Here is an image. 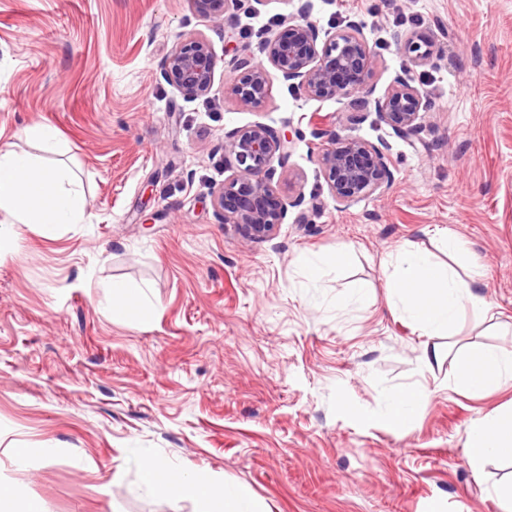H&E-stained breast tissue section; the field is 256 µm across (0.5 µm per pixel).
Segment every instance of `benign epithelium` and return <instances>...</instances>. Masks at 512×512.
<instances>
[{
	"label": "benign epithelium",
	"instance_id": "7a95c632",
	"mask_svg": "<svg viewBox=\"0 0 512 512\" xmlns=\"http://www.w3.org/2000/svg\"><path fill=\"white\" fill-rule=\"evenodd\" d=\"M200 15L224 17L228 0H189ZM308 4L299 10L300 20L282 22L284 29L259 34L265 61L256 64L251 55L241 58L243 73L230 84V93L242 106H257L270 94L274 78L297 81L307 96L336 99L354 113L375 109L381 119L405 138L418 131L423 96L418 88L398 78L387 93L372 98L367 78L375 57L356 21L320 39L318 27L307 19ZM409 60L419 65L430 55V40L421 36L395 35ZM215 59L202 35L179 42L169 55L165 77L186 98L207 94L213 84ZM294 142L286 133L255 123L224 137V157L232 175L214 191L213 201L246 242L266 241L276 234L288 214V200L272 183L275 167L286 168ZM331 196L339 203L369 196L389 182V160L378 146L352 137L332 136L319 156Z\"/></svg>",
	"mask_w": 512,
	"mask_h": 512
}]
</instances>
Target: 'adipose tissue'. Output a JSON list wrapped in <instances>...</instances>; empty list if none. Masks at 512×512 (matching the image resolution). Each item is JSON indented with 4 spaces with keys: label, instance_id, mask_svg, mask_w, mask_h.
I'll list each match as a JSON object with an SVG mask.
<instances>
[{
    "label": "adipose tissue",
    "instance_id": "ef3b65f1",
    "mask_svg": "<svg viewBox=\"0 0 512 512\" xmlns=\"http://www.w3.org/2000/svg\"><path fill=\"white\" fill-rule=\"evenodd\" d=\"M85 199L77 174L43 162L41 155L0 148V244L15 237V225L53 236L62 226L81 223ZM403 310L426 336L451 333L465 312L487 311L481 293L483 275L478 265L461 269L443 267L419 251L404 254L392 275ZM141 289L115 280L107 285L109 310L114 318L129 321L147 313ZM456 385L484 393L512 381V349L469 345L454 356ZM462 453L474 472H482L493 459L512 461V408L473 420ZM140 482L148 490L175 499L190 498L212 507L213 512H271L268 504L246 490L205 474H189L148 457L140 465Z\"/></svg>",
    "mask_w": 512,
    "mask_h": 512
}]
</instances>
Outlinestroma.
<instances>
[{"label": "stroma", "mask_w": 512, "mask_h": 512, "mask_svg": "<svg viewBox=\"0 0 512 512\" xmlns=\"http://www.w3.org/2000/svg\"><path fill=\"white\" fill-rule=\"evenodd\" d=\"M304 3L320 31L362 23L374 97L400 77L421 91L416 136L279 78L255 107L228 94L264 23ZM399 31L431 39L425 64L396 52ZM198 34L214 83L188 99L164 69ZM258 122L293 138L272 182L303 202L250 243L212 193L231 175L225 135ZM37 123L61 134L85 221L53 239L22 226L0 246L10 512L30 500L42 512H201L141 488L147 456L241 486L271 512H502L493 489L512 463L474 474L462 445L475 418L512 402V382L451 388L450 354L512 348V0H234L220 20L189 0H0V146L34 151L24 131ZM319 128L383 149L388 185L336 203ZM448 234L483 265L490 310L427 338L391 309L388 280L405 249L445 261ZM340 248L349 264L310 286L305 263ZM113 280L144 288L151 313L113 319ZM429 344L442 357L427 366ZM420 386L409 427L378 418L385 393Z\"/></svg>", "instance_id": "1"}]
</instances>
